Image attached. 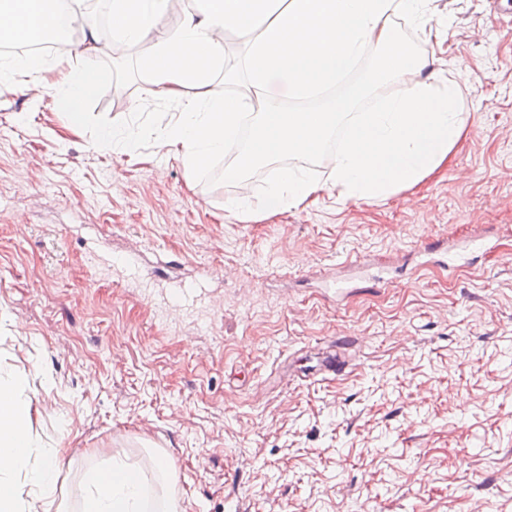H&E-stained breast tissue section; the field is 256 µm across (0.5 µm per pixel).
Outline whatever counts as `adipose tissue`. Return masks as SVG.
Here are the masks:
<instances>
[{"mask_svg": "<svg viewBox=\"0 0 512 512\" xmlns=\"http://www.w3.org/2000/svg\"><path fill=\"white\" fill-rule=\"evenodd\" d=\"M430 2L195 0L181 24L165 30L160 19L167 0H112L110 20L114 38L126 46L155 42V51L142 62L152 93L181 108L175 116L157 113L165 129L158 151L180 159L188 173L202 171L222 155L246 117L254 123L251 143L242 158L225 166L228 183L281 155L316 156L335 125H344L328 184L300 167L279 168L260 200H226L225 211L247 221L300 206L327 188L345 200L386 198L447 164L466 125L459 74L420 79L427 57L408 56L393 26L394 17H404L419 26L424 42H432L438 33L424 21ZM57 26L53 0H0L1 35L33 42ZM227 30L247 37L243 93L209 88V77L223 59ZM369 49L377 57L368 83L391 78L402 84L374 111H350V100L362 94L358 87L326 111L278 105L274 82L284 83L288 98L307 99L334 87ZM54 70L59 77L48 82ZM21 76L36 85L51 83L55 100L72 105L108 78L104 70H81L63 59L51 65L38 56L0 61L1 85ZM33 396L26 373L0 370V512H53L54 464L62 450L33 432ZM130 470L124 460H113L107 482L99 470L88 471L80 512H181L172 494L149 498Z\"/></svg>", "mask_w": 512, "mask_h": 512, "instance_id": "adipose-tissue-1", "label": "adipose tissue"}]
</instances>
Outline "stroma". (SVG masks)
<instances>
[{
    "instance_id": "stroma-1",
    "label": "stroma",
    "mask_w": 512,
    "mask_h": 512,
    "mask_svg": "<svg viewBox=\"0 0 512 512\" xmlns=\"http://www.w3.org/2000/svg\"><path fill=\"white\" fill-rule=\"evenodd\" d=\"M430 16L434 48L395 24L433 58L422 78L469 66L447 169L247 222L224 201L262 197L274 168L228 183L223 159L191 176L159 154L155 115L180 107L148 93L150 43L42 49L112 72L76 130L53 89L0 85V368L29 372L34 430L66 449L68 512L114 455L158 492L157 451L183 512H512V0H433ZM115 125L141 132L139 155L96 148ZM472 232L496 248L456 270L415 253ZM126 260L213 306L161 310ZM337 349L345 373L316 375Z\"/></svg>"
}]
</instances>
